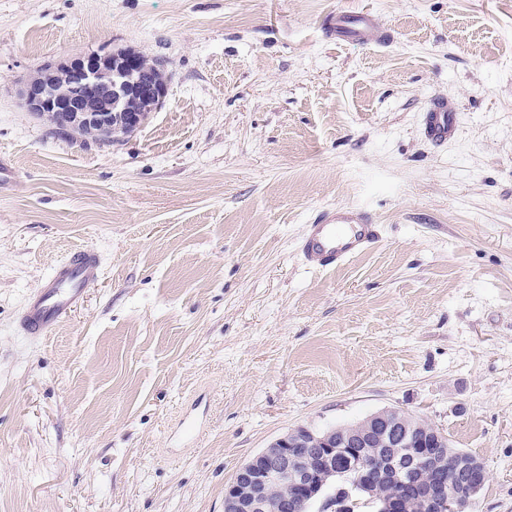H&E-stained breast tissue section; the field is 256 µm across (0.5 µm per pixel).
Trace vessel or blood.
<instances>
[{
  "label": "vessel or blood",
  "mask_w": 512,
  "mask_h": 512,
  "mask_svg": "<svg viewBox=\"0 0 512 512\" xmlns=\"http://www.w3.org/2000/svg\"><path fill=\"white\" fill-rule=\"evenodd\" d=\"M327 30L339 42L356 41L382 45L392 39L390 30L380 26L368 13H346L329 16ZM424 133L441 143L457 129L456 113L443 104H434L423 119ZM378 238V227L366 211L336 208L317 214L308 224L299 244L302 260L318 270H333L367 252ZM101 276L97 251L84 248L57 264L31 294L22 310L20 328L29 338L41 339L66 314L84 301L86 288Z\"/></svg>",
  "instance_id": "obj_1"
}]
</instances>
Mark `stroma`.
Returning a JSON list of instances; mask_svg holds the SVG:
<instances>
[{
	"instance_id": "stroma-1",
	"label": "stroma",
	"mask_w": 512,
	"mask_h": 512,
	"mask_svg": "<svg viewBox=\"0 0 512 512\" xmlns=\"http://www.w3.org/2000/svg\"><path fill=\"white\" fill-rule=\"evenodd\" d=\"M358 12L392 43L327 36ZM124 48L169 78L122 144L23 107L36 69ZM0 157V512H224L274 439L387 407L485 463L471 512H512V0H0ZM336 207L380 239L310 269ZM85 247L83 306L23 336ZM423 125L424 133L429 139L437 143L445 142L456 132L457 114L448 111V107L443 104L435 103L425 112ZM101 276L100 256L84 248L57 264L31 294L22 310L20 328L30 339H41L66 314L83 302L86 288Z\"/></svg>"
}]
</instances>
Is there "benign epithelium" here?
Returning a JSON list of instances; mask_svg holds the SVG:
<instances>
[{"label": "benign epithelium", "mask_w": 512, "mask_h": 512, "mask_svg": "<svg viewBox=\"0 0 512 512\" xmlns=\"http://www.w3.org/2000/svg\"><path fill=\"white\" fill-rule=\"evenodd\" d=\"M166 65L142 66L135 52L106 53L71 61H60L30 75L20 89L25 109L47 119L52 129L79 138L105 132L112 140L122 141L147 121L145 112L162 107L167 96L166 80L161 74ZM411 448L420 463L434 458L431 448L448 453V437L436 427L426 429L421 419L398 408H383L360 424L345 430L321 432L305 426L296 427L276 438L242 464L224 493V512H267L265 488L284 485L291 490V500L304 505L314 503L323 484L307 482L304 474L288 455L290 448H314L331 469L340 466L356 472L348 490L354 504L362 494L371 492L377 466L357 452L359 448ZM487 478L484 463L458 454L454 480L467 485L476 495ZM412 500L422 512H439L443 501L440 487L429 484L419 488Z\"/></svg>", "instance_id": "benign-epithelium-1"}]
</instances>
